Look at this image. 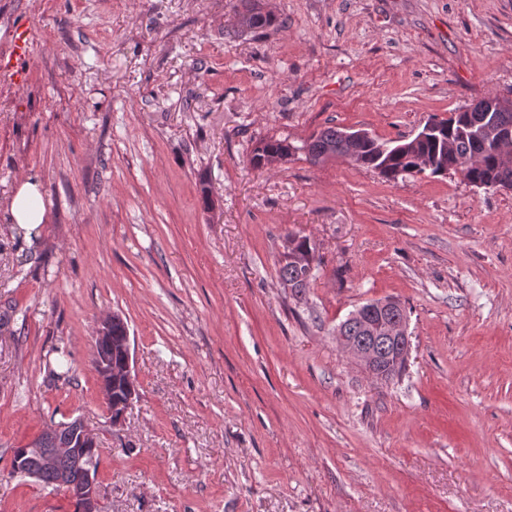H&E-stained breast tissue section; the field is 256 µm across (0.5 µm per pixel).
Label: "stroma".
I'll return each mask as SVG.
<instances>
[{"label": "stroma", "instance_id": "1", "mask_svg": "<svg viewBox=\"0 0 512 512\" xmlns=\"http://www.w3.org/2000/svg\"><path fill=\"white\" fill-rule=\"evenodd\" d=\"M0 0V512H74L13 473L70 417L102 512H512V190L389 181L343 158L252 166L267 138L382 140L512 96V0ZM36 182L46 217L13 224ZM316 247L302 301L286 234ZM406 307L408 367L336 341ZM127 321L139 397L112 425L98 322ZM9 43V55L5 54L0 57V67L14 70L16 60L25 57L29 53L27 30L23 27L13 29L9 34ZM9 211L14 224L31 232L43 224L45 207L35 182L26 179L19 184L10 200Z\"/></svg>", "mask_w": 512, "mask_h": 512}]
</instances>
